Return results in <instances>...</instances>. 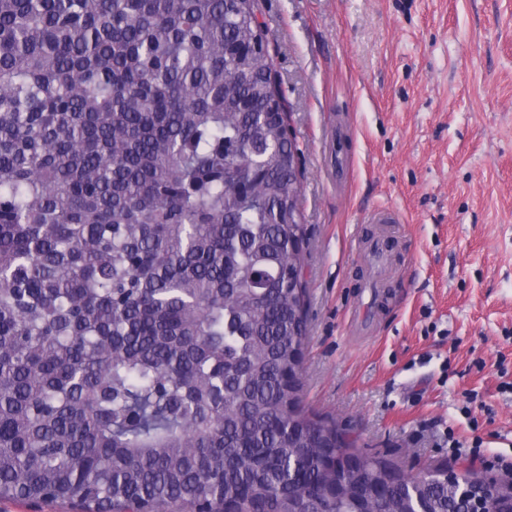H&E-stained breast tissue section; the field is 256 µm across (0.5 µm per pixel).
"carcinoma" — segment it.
I'll use <instances>...</instances> for the list:
<instances>
[{"label": "carcinoma", "mask_w": 512, "mask_h": 512, "mask_svg": "<svg viewBox=\"0 0 512 512\" xmlns=\"http://www.w3.org/2000/svg\"><path fill=\"white\" fill-rule=\"evenodd\" d=\"M255 8L0 0V500L469 512L303 405L300 149Z\"/></svg>", "instance_id": "obj_1"}]
</instances>
